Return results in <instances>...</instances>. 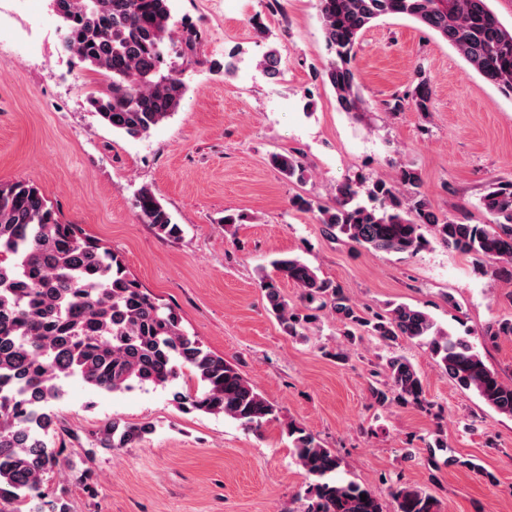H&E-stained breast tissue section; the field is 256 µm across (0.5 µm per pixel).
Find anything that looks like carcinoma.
I'll list each match as a JSON object with an SVG mask.
<instances>
[{
	"label": "carcinoma",
	"instance_id": "obj_1",
	"mask_svg": "<svg viewBox=\"0 0 512 512\" xmlns=\"http://www.w3.org/2000/svg\"><path fill=\"white\" fill-rule=\"evenodd\" d=\"M489 2L317 0L331 53L324 77L339 108L362 111L355 49L363 30L385 16L408 17L434 32L512 97V29L502 25ZM61 19L64 51L107 78L87 99L105 125L138 137L178 109L185 84L165 56L195 53L198 33L188 28L173 36L169 0H78ZM406 99L417 111H429L431 86L424 73L395 98L393 109ZM273 163L289 178L304 176L302 162L292 154H276ZM367 196L373 205L358 201L353 184L339 185L335 206L320 210L326 232L390 254L420 251L428 244L423 230L431 228L447 246L512 279V180L494 184L481 197L489 224L439 216L411 166L402 167L394 182L374 181ZM136 206L158 234L180 235L152 188H140ZM271 265L279 279L266 277L260 288L288 335L301 334L317 320L316 312L328 307L343 326L361 329L388 347L400 339L426 347L458 388L512 416V384L486 365L466 337L452 334L425 310L400 302L382 312L366 311L297 256H281ZM281 279L301 289L305 310L288 304ZM501 336H512V319L499 320L486 332L490 342ZM382 367L385 380L370 388L376 405L424 406V380L410 359L391 352ZM73 377L112 393L135 384L164 387L182 377L188 385L173 398L182 410L222 415L255 431L277 419L275 406L258 387L207 349L172 307L145 291L118 255L78 225L62 223L35 186L0 183V512H23L30 501L45 498L46 476L61 469V453L51 441L56 421L50 405L60 397V382ZM285 430L308 478L305 512H387L373 491L337 478L341 459L333 449L295 422ZM151 432L150 425L114 420L104 429L105 447L125 448ZM391 498L393 512H441L437 498L421 487L398 483Z\"/></svg>",
	"mask_w": 512,
	"mask_h": 512
}]
</instances>
